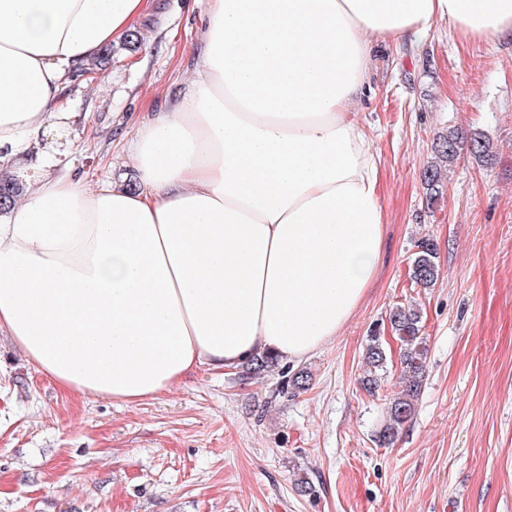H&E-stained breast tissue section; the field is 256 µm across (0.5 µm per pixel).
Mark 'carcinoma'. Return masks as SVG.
Masks as SVG:
<instances>
[{
	"instance_id": "obj_1",
	"label": "carcinoma",
	"mask_w": 512,
	"mask_h": 512,
	"mask_svg": "<svg viewBox=\"0 0 512 512\" xmlns=\"http://www.w3.org/2000/svg\"><path fill=\"white\" fill-rule=\"evenodd\" d=\"M466 150L477 158H484L491 152L490 139L480 131L462 134L449 130L436 138L434 157L423 171V184L428 204L432 205L443 197L447 186L445 172L454 165L461 151ZM20 191L18 179L7 172L0 173V210H7L14 197ZM437 245L431 239H424L417 245V251L409 266L411 281L419 288L435 287L440 268L437 263ZM421 311L414 305H399L389 312L387 323L393 337L401 342L400 365L404 388L389 401L386 407V420L377 439L389 444L398 436L403 427L415 414L417 399L420 395L426 373L427 338L423 336ZM366 364L362 379L364 389L373 394L381 381V371L386 367L387 355L377 333L370 336L364 350ZM278 365L273 354L254 356L249 364L253 373L265 372Z\"/></svg>"
}]
</instances>
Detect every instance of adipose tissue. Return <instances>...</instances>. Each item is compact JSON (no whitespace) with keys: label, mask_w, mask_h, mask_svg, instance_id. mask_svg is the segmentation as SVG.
<instances>
[{"label":"adipose tissue","mask_w":512,"mask_h":512,"mask_svg":"<svg viewBox=\"0 0 512 512\" xmlns=\"http://www.w3.org/2000/svg\"><path fill=\"white\" fill-rule=\"evenodd\" d=\"M151 0H0V170ZM512 37V0H210L183 92L138 122V185L44 173L0 221V333L67 392L135 404L205 366L307 358L362 303L386 216L352 114L371 44Z\"/></svg>","instance_id":"adipose-tissue-1"}]
</instances>
